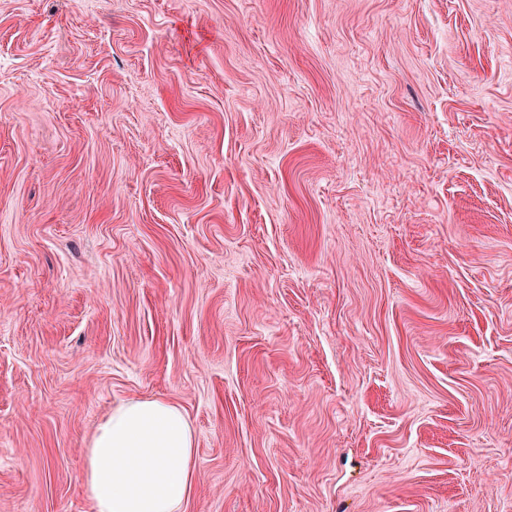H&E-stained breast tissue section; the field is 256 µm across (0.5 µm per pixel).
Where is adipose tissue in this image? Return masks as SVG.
Returning a JSON list of instances; mask_svg holds the SVG:
<instances>
[{
  "label": "adipose tissue",
  "instance_id": "ef3b65f1",
  "mask_svg": "<svg viewBox=\"0 0 512 512\" xmlns=\"http://www.w3.org/2000/svg\"><path fill=\"white\" fill-rule=\"evenodd\" d=\"M191 427L174 404L113 408L85 448L81 475L91 512H182L194 480Z\"/></svg>",
  "mask_w": 512,
  "mask_h": 512
}]
</instances>
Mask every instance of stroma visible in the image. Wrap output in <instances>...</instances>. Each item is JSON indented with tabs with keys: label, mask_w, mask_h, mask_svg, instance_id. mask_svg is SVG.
I'll use <instances>...</instances> for the list:
<instances>
[{
	"label": "stroma",
	"mask_w": 512,
	"mask_h": 512,
	"mask_svg": "<svg viewBox=\"0 0 512 512\" xmlns=\"http://www.w3.org/2000/svg\"><path fill=\"white\" fill-rule=\"evenodd\" d=\"M153 398L184 512H512V0H0V512Z\"/></svg>",
	"instance_id": "35a3bbf8"
}]
</instances>
